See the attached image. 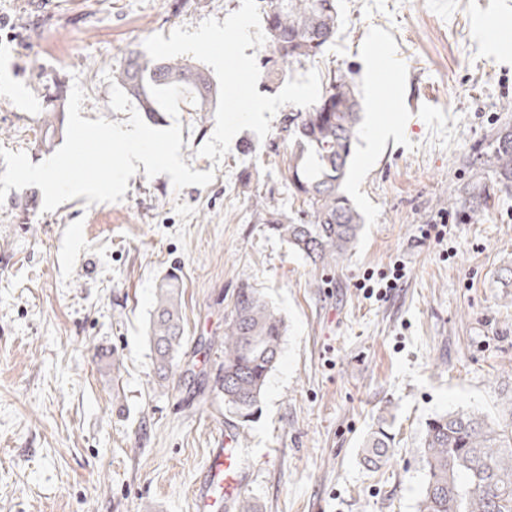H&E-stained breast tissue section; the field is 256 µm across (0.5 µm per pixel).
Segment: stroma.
<instances>
[{
    "mask_svg": "<svg viewBox=\"0 0 512 512\" xmlns=\"http://www.w3.org/2000/svg\"><path fill=\"white\" fill-rule=\"evenodd\" d=\"M337 9L319 64L292 63L274 88L256 0H0V147L32 163L50 156L36 140L53 81L82 86L81 117L125 121L104 74L130 48L192 59L222 91L213 112L143 116L180 122L181 156L214 171L209 185L177 191L140 171L116 203L80 196L46 212L35 186L0 203V512H196L228 436L259 512H418L427 418L512 421V189L477 207L468 196L482 149L512 125V42L486 44L472 25L512 34V0ZM325 66L352 71L364 112L343 183L364 226L330 271L253 207L260 196L298 212L282 120L319 96ZM440 221L444 241L422 239ZM397 261L388 296L359 289ZM172 271L186 341L160 389L146 328ZM244 282L285 324L246 423L217 395L224 316ZM380 429L393 445L374 472L364 445Z\"/></svg>",
    "mask_w": 512,
    "mask_h": 512,
    "instance_id": "obj_1",
    "label": "stroma"
}]
</instances>
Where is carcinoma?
<instances>
[{"label": "carcinoma", "mask_w": 512, "mask_h": 512, "mask_svg": "<svg viewBox=\"0 0 512 512\" xmlns=\"http://www.w3.org/2000/svg\"><path fill=\"white\" fill-rule=\"evenodd\" d=\"M270 40L261 59L279 79L288 64L315 62L336 38V0H258ZM112 79L145 112L159 111L149 86L179 85L188 92L186 112H212L219 91L204 69L187 59H153L133 48ZM320 97L303 110L284 115L288 140V192L305 209L296 216L269 213L266 223L296 252L322 269L336 266L357 243L362 215L343 191L362 121L358 91L350 72L340 67L322 74ZM40 144L51 147L63 136L60 111L40 119ZM488 181L471 186V198L487 201L491 192L512 188V128L505 127L483 152ZM284 322L257 292L243 284L224 317V374L219 392L224 407L247 422L254 414L266 379L281 354ZM155 381L164 386L184 341L181 289L171 275L156 288L147 325ZM370 461L386 455L388 437L368 441ZM420 454L426 470L419 512H512V422L500 424L469 411L437 414L425 422Z\"/></svg>", "instance_id": "obj_1"}]
</instances>
